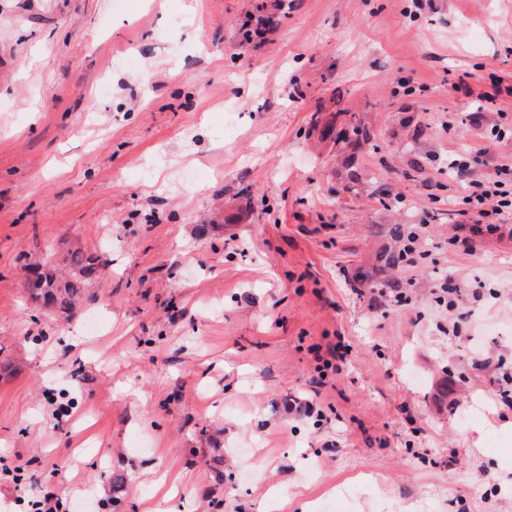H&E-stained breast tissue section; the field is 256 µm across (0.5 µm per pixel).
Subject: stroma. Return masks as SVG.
<instances>
[{"label": "stroma", "mask_w": 512, "mask_h": 512, "mask_svg": "<svg viewBox=\"0 0 512 512\" xmlns=\"http://www.w3.org/2000/svg\"><path fill=\"white\" fill-rule=\"evenodd\" d=\"M411 5L0 0V512H150L162 472L166 512H512V218L468 252L442 204L512 125V94L468 118L512 86V0ZM398 224L400 303L357 278ZM76 246L102 275L35 304L25 265Z\"/></svg>", "instance_id": "stroma-1"}]
</instances>
